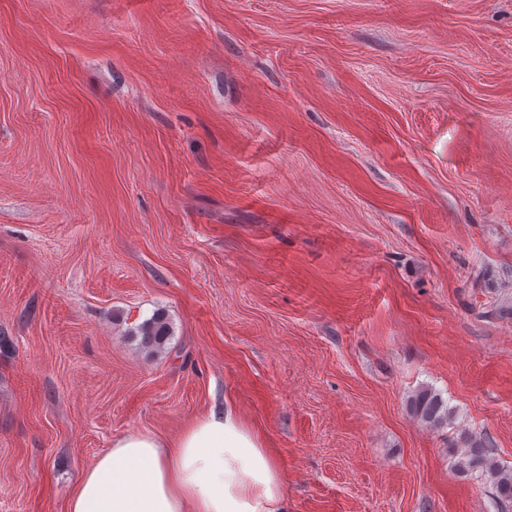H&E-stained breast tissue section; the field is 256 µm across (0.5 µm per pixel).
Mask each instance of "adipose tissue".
<instances>
[{"label": "adipose tissue", "mask_w": 512, "mask_h": 512, "mask_svg": "<svg viewBox=\"0 0 512 512\" xmlns=\"http://www.w3.org/2000/svg\"><path fill=\"white\" fill-rule=\"evenodd\" d=\"M285 501L274 453L228 403L174 440L115 437L77 479L65 512H285Z\"/></svg>", "instance_id": "ef3b65f1"}]
</instances>
